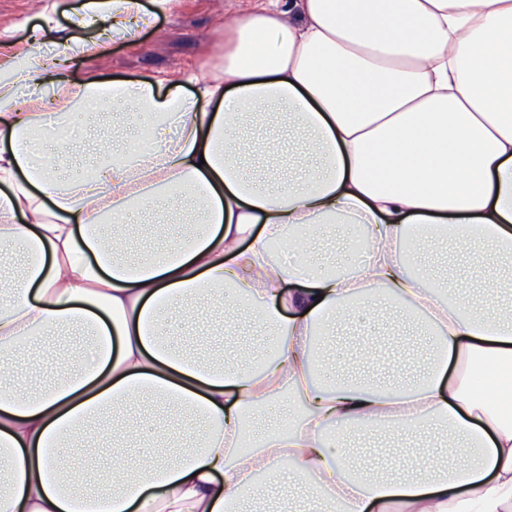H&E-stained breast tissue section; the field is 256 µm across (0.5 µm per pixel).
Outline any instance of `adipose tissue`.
<instances>
[{
  "label": "adipose tissue",
  "instance_id": "adipose-tissue-1",
  "mask_svg": "<svg viewBox=\"0 0 512 512\" xmlns=\"http://www.w3.org/2000/svg\"><path fill=\"white\" fill-rule=\"evenodd\" d=\"M250 2L208 75L113 83L157 145L114 130L75 181L55 175L68 146L37 136L102 83L52 77L51 2L0 52V243L20 261L0 281V512H265L284 483L309 512H512V0ZM171 3L76 15L103 50ZM180 195L177 246L140 259L132 217L165 237ZM331 238L366 261L312 260ZM448 242L481 249L450 287L423 263ZM273 243L298 261L274 265ZM387 295L395 348L359 342L327 376L339 326ZM223 296L224 331L248 314L263 350L183 341L192 302ZM64 328L87 338L81 366L31 390L12 363ZM410 429L444 442L403 470L352 464L351 436ZM66 448L113 458L87 488L51 473Z\"/></svg>",
  "mask_w": 512,
  "mask_h": 512
}]
</instances>
